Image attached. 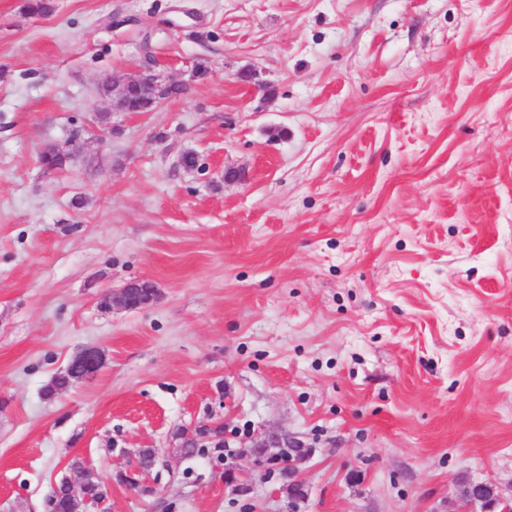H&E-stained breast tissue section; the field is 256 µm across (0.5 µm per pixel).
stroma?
Masks as SVG:
<instances>
[{
    "label": "stroma",
    "instance_id": "35a3bbf8",
    "mask_svg": "<svg viewBox=\"0 0 512 512\" xmlns=\"http://www.w3.org/2000/svg\"><path fill=\"white\" fill-rule=\"evenodd\" d=\"M27 2L0 0V512L83 469L110 512L512 495V0ZM148 57L187 92L113 111ZM135 280L150 305L101 308ZM102 364L103 354L97 348L85 349L74 359V365L79 370L80 379L88 378L96 373ZM77 368L68 367L64 373L55 376L47 386V394L53 395L56 391L62 390L77 381ZM155 456V452L151 448L143 449L140 452L139 460L133 462L124 477L126 481L131 485H139L142 482H146L150 477V472H145L144 469H148L152 464V459ZM142 468L140 467V464ZM137 476V478H136ZM508 500L500 493L498 487L487 481L469 483L464 491V502L469 506L479 504L482 512H493Z\"/></svg>",
    "mask_w": 512,
    "mask_h": 512
}]
</instances>
